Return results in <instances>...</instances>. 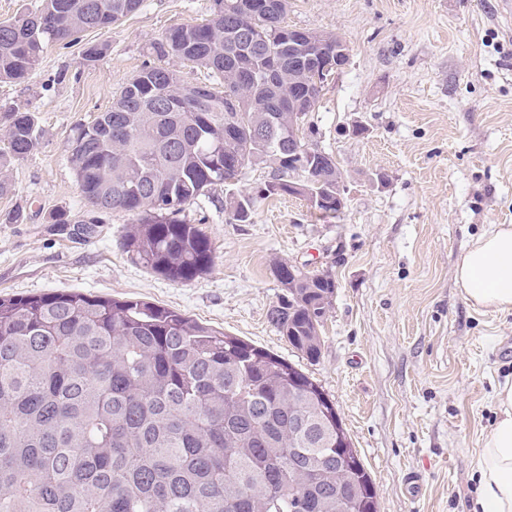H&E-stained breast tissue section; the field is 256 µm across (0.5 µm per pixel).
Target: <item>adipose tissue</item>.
<instances>
[{
  "instance_id": "adipose-tissue-1",
  "label": "adipose tissue",
  "mask_w": 512,
  "mask_h": 512,
  "mask_svg": "<svg viewBox=\"0 0 512 512\" xmlns=\"http://www.w3.org/2000/svg\"><path fill=\"white\" fill-rule=\"evenodd\" d=\"M455 279L473 305L512 309V226L483 234L461 256ZM498 416L477 460L479 495L473 512H512V381L496 393Z\"/></svg>"
}]
</instances>
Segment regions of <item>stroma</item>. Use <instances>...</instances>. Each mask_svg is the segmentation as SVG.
<instances>
[{"instance_id":"obj_1","label":"stroma","mask_w":512,"mask_h":512,"mask_svg":"<svg viewBox=\"0 0 512 512\" xmlns=\"http://www.w3.org/2000/svg\"><path fill=\"white\" fill-rule=\"evenodd\" d=\"M498 2L288 0L289 27L339 36L349 50L309 116L313 144L342 171L346 207L322 219L302 199L258 196L268 170L247 168L186 207L215 259L183 285L124 251L127 212H96L88 238L53 219L91 216L66 159L71 127L107 110L148 63L150 44L206 18L212 0H143L112 28L48 46L28 80L0 82V153L10 105L33 112L38 138L0 169L13 185L0 195V297L144 300L263 348L335 403L380 512H471L480 443L512 376V310L474 307L454 277L476 238L512 226V24ZM91 43L108 46L93 65L83 56ZM240 194L254 198L252 223H235L224 206ZM284 261L337 283L315 361L269 321ZM411 471L423 477L420 492L407 487Z\"/></svg>"}]
</instances>
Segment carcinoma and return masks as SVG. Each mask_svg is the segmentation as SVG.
I'll list each match as a JSON object with an SVG mask.
<instances>
[{
  "mask_svg": "<svg viewBox=\"0 0 512 512\" xmlns=\"http://www.w3.org/2000/svg\"><path fill=\"white\" fill-rule=\"evenodd\" d=\"M252 0H213L198 24L168 29L112 106L77 123L67 162L82 203L133 216L122 245L177 284L206 273L211 239L180 218L212 187L269 169L266 190L288 194V70L329 65L336 40L288 49V0L255 13ZM143 0H41L0 25V82L22 83L46 47L105 29ZM210 71L206 94L175 107L174 68ZM9 158L38 145L34 114L9 107ZM336 169L314 167L315 211L341 213ZM252 223L254 199L225 201ZM330 273L290 289L270 322L296 349L320 356ZM336 441V405L284 359L138 300L80 292L0 297V512H378L373 482Z\"/></svg>",
  "mask_w": 512,
  "mask_h": 512,
  "instance_id": "obj_1",
  "label": "carcinoma"
}]
</instances>
